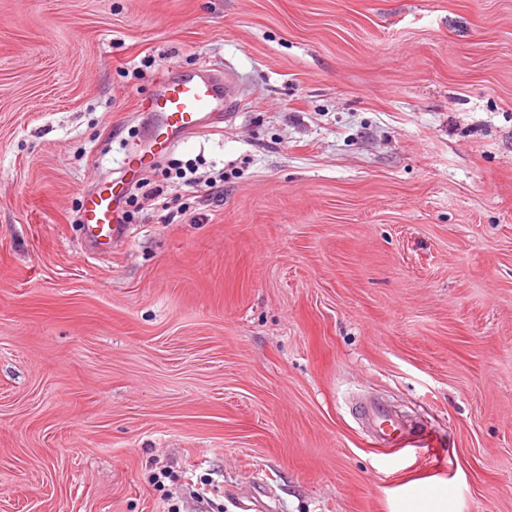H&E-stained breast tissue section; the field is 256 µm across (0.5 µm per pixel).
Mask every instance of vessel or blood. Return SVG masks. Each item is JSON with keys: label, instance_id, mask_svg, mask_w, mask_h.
Segmentation results:
<instances>
[{"label": "vessel or blood", "instance_id": "b4317fda", "mask_svg": "<svg viewBox=\"0 0 512 512\" xmlns=\"http://www.w3.org/2000/svg\"><path fill=\"white\" fill-rule=\"evenodd\" d=\"M222 103L219 80L210 74L200 72L187 77L167 75L161 78L145 105L146 148L129 154L126 170L144 173L171 148L203 129L227 121L229 115L223 112ZM120 195L116 185L105 184L90 191L84 199L82 222L96 250L109 249L122 232L117 222ZM360 414L371 433L386 444L405 446L413 440L425 446L430 443L428 432L407 426L380 404H363Z\"/></svg>", "mask_w": 512, "mask_h": 512}]
</instances>
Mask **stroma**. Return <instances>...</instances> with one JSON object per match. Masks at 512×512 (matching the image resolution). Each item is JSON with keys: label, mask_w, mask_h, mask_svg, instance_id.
<instances>
[{"label": "stroma", "mask_w": 512, "mask_h": 512, "mask_svg": "<svg viewBox=\"0 0 512 512\" xmlns=\"http://www.w3.org/2000/svg\"><path fill=\"white\" fill-rule=\"evenodd\" d=\"M230 76L85 250L159 80ZM383 398L436 439L380 445ZM512 512V0H0V512ZM121 193L122 188L117 189V183L105 184L84 198L82 223L91 245L98 251L109 249L122 232L117 224ZM400 511L447 512L448 487L421 485L407 494Z\"/></svg>", "instance_id": "1"}]
</instances>
